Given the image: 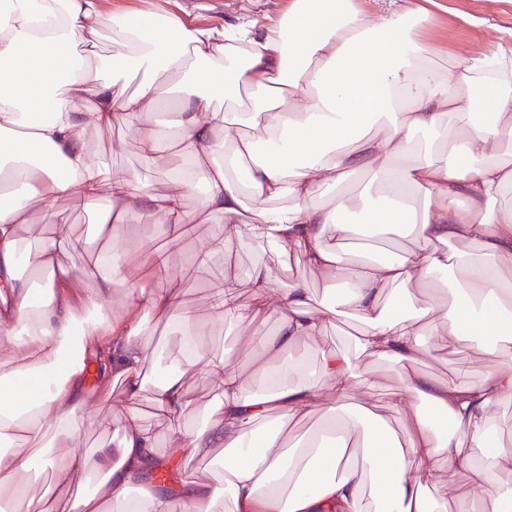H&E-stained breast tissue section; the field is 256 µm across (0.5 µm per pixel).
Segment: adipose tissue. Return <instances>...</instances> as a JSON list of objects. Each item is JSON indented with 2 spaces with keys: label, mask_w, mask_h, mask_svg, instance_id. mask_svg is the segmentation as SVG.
I'll list each match as a JSON object with an SVG mask.
<instances>
[{
  "label": "adipose tissue",
  "mask_w": 512,
  "mask_h": 512,
  "mask_svg": "<svg viewBox=\"0 0 512 512\" xmlns=\"http://www.w3.org/2000/svg\"><path fill=\"white\" fill-rule=\"evenodd\" d=\"M8 2L0 8V193L13 204L0 209V369L10 383L0 385V438L16 451L0 454V503L28 512L26 485L47 471L42 512H363L367 503L375 512H436L428 490L440 487L441 468L464 463L469 491L454 495L456 512H504L512 489L494 477L512 465V450L498 443L492 420L512 393V281L501 275L512 266V205L497 201L512 192V166L494 155L512 144V48L437 63L418 31L438 0H388L376 13L355 0H290L262 30L249 19L199 25L178 11L110 12L103 0ZM141 114L149 121L134 134L143 155L176 174L165 194L112 169L90 138ZM453 114L478 120L459 132L446 122ZM244 127L261 129V141L242 138ZM319 192L327 202L316 201ZM63 197L95 212L99 239L137 211L173 238L215 215L244 225L257 244L304 254L327 282L322 308L302 282L273 293L276 274L265 266L249 272L244 307V283L225 276L213 323L276 316L275 333L255 344L271 383L253 390L239 363L202 353L175 291L152 290L147 270L128 276L122 248L99 254L80 278L61 260L73 243L68 228L36 252L20 249L18 227L32 207ZM396 231L412 240L396 258L370 246L349 251L355 235ZM461 241L477 253L442 249ZM24 266L31 278H21ZM117 287L125 307L104 309ZM413 288L427 295L421 306L386 297ZM342 316L358 323L352 351L323 355L316 376L283 360ZM431 319L444 326L436 344L453 351L477 338L497 364L477 381L461 369L442 380L420 372ZM149 321L184 350L153 384L169 448L159 451L155 432L132 415L93 452L69 451L114 383L134 403L146 363L165 360L143 341ZM75 342L101 356L95 387L67 357ZM368 359L399 367L389 407L406 418L403 434L353 401L352 388L369 384ZM190 371L223 386L193 429L182 425L194 409ZM426 403L441 422L423 412ZM313 414L338 434L289 443V426ZM216 448L223 490L191 481L174 495L145 479ZM88 483L89 494L61 500Z\"/></svg>",
  "instance_id": "obj_1"
}]
</instances>
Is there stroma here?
<instances>
[{
	"label": "stroma",
	"mask_w": 512,
	"mask_h": 512,
	"mask_svg": "<svg viewBox=\"0 0 512 512\" xmlns=\"http://www.w3.org/2000/svg\"><path fill=\"white\" fill-rule=\"evenodd\" d=\"M189 18L204 20L233 21L242 17L277 16L288 6V0H177ZM449 9L438 12L435 22L425 29L421 37L433 46L440 56L470 54L493 50L504 28H512V0H446ZM466 14H482L487 18L483 29L477 30L463 23ZM133 122L113 124L110 130L96 134L95 139L103 159L112 168L122 170L140 169L153 181L157 192L164 193L170 188L168 175L161 170L150 168L144 160L136 141ZM153 218L147 214H135L127 223L115 228L117 245H130L126 257L128 275H139L146 260L163 248L175 250L184 259H191L201 240L222 236L224 219L212 217L203 224L193 225L189 232L177 242H169L166 236L151 233L148 229ZM69 225L76 239L74 247L64 252L62 260L74 272L83 273L92 256L101 248V241L94 236L92 215L83 201L75 198L60 199L48 206H37L31 212L29 223L20 225L18 235L28 248H35L43 238L53 235L58 225ZM212 264L216 270L215 279L204 282L196 277L181 276L173 270L157 266L151 272L150 285L154 290L175 289L182 304L195 314L206 349L213 354L223 353L225 347H232L233 357L243 365H251L253 342L242 332L240 325L226 323L215 325L210 321L211 294L221 285L224 274L244 276L254 265L264 264L281 269L277 288H286L289 282L300 281L310 289L315 301L324 298L325 283L315 272L308 269L303 254L293 255L289 261H281L278 253L267 246H260L248 237L236 239L228 251L215 254ZM352 323L340 320L330 325L324 336L318 340L298 345L295 349L303 362L310 367L319 365L323 353L349 349L353 343ZM494 357L486 355L478 343L472 342L456 352L443 349L428 350L418 362V367L427 375L447 378L458 368L469 369L473 379L482 375L494 365ZM365 369L370 378V387L360 390L358 403L373 407L379 414H386V405L392 392L400 382L395 365L369 360ZM136 412L144 425L150 426L158 435L159 449H166L170 443L167 421L153 401L151 387H144L133 407H126L120 391H113L111 403L102 405L95 412L90 425L77 442L78 447L91 449L99 446L111 436V430L119 426L129 412Z\"/></svg>",
	"instance_id": "obj_1"
}]
</instances>
